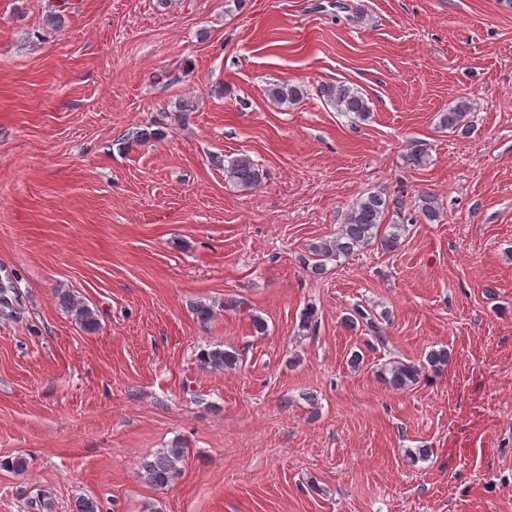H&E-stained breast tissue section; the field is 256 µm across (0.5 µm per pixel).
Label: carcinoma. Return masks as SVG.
Returning <instances> with one entry per match:
<instances>
[{"label": "carcinoma", "instance_id": "carcinoma-1", "mask_svg": "<svg viewBox=\"0 0 512 512\" xmlns=\"http://www.w3.org/2000/svg\"><path fill=\"white\" fill-rule=\"evenodd\" d=\"M66 0H47L46 26L59 27L61 23V8ZM319 93L331 102L339 112L354 114L364 120L369 117L371 108L364 95L346 85L326 84L319 87ZM304 89L296 84L280 82L268 89V96L277 103H293L300 100ZM471 110L470 102L459 101L448 113L442 117L444 126L451 130H461L465 133L469 129L466 118ZM225 177L239 187L251 188L261 184L264 172L259 165L248 155L243 154L227 162L224 167ZM415 213L425 222L432 224L440 221L441 207L435 196L422 194L414 202ZM402 204L391 198L384 191L371 192L359 198L344 214L343 222L336 234L320 241L313 246L312 254L318 263L312 270L318 273L323 267V261L347 257L355 254L373 239L381 238V243L387 249H394L405 237L407 225L383 224L386 214L393 212L401 214ZM60 305L73 317L75 322L84 330L92 332L98 327L96 314L77 300L69 292L58 294ZM354 312L357 318L365 321L368 328L376 334L378 342L386 343V337L380 335L376 325L377 317L369 310L356 306ZM448 350L445 348L433 349L426 355L425 361L420 363L394 360L386 368L389 377L386 383L396 390H406L415 385L426 371L437 372L448 364ZM202 366L216 371L231 370L237 367L240 361L239 353L234 349H224L217 345L204 348L199 354ZM184 449L180 447L168 448L157 453L153 459L141 462L140 478L148 485L157 488H166L174 483L181 474L180 464L183 462Z\"/></svg>", "mask_w": 512, "mask_h": 512}]
</instances>
